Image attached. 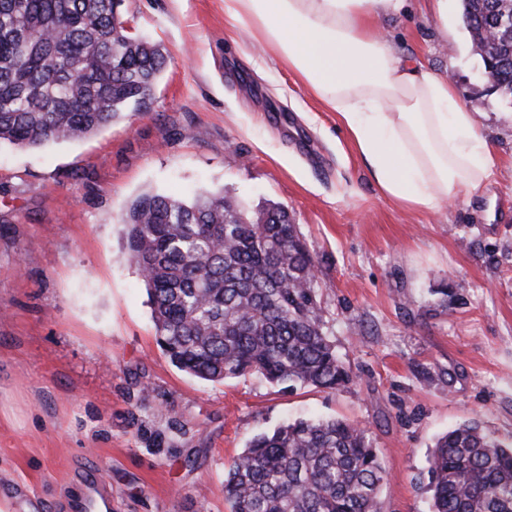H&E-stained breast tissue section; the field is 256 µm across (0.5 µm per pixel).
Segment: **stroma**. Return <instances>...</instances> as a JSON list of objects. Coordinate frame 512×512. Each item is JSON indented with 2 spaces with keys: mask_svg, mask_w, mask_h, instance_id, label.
<instances>
[{
  "mask_svg": "<svg viewBox=\"0 0 512 512\" xmlns=\"http://www.w3.org/2000/svg\"><path fill=\"white\" fill-rule=\"evenodd\" d=\"M123 14L166 55L151 99L79 141L0 144V499L73 512L95 466L110 512H229L224 471L252 437L337 417L372 433L384 512H432L439 436L476 420L512 440V104L482 79L460 0L379 20L401 58L452 74L497 159L435 212L382 194L336 113L225 24L224 0H124ZM208 190L287 209L354 384L285 392L170 364L123 218L144 193Z\"/></svg>",
  "mask_w": 512,
  "mask_h": 512,
  "instance_id": "obj_1",
  "label": "stroma"
}]
</instances>
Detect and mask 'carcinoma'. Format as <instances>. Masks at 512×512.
I'll return each mask as SVG.
<instances>
[{
	"mask_svg": "<svg viewBox=\"0 0 512 512\" xmlns=\"http://www.w3.org/2000/svg\"><path fill=\"white\" fill-rule=\"evenodd\" d=\"M123 0H0V141H77L153 95L160 47L132 36ZM481 59L512 99V0H464ZM124 224L156 340L178 369L221 382L337 391L354 381L324 331L316 264L288 211L249 213L224 191L142 194ZM433 512H512V441L470 421L437 438ZM387 480L369 430L300 419L253 437L224 478L229 512H382Z\"/></svg>",
	"mask_w": 512,
	"mask_h": 512,
	"instance_id": "1",
	"label": "carcinoma"
}]
</instances>
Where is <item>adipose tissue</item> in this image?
Masks as SVG:
<instances>
[{"mask_svg": "<svg viewBox=\"0 0 512 512\" xmlns=\"http://www.w3.org/2000/svg\"><path fill=\"white\" fill-rule=\"evenodd\" d=\"M405 0H224L246 28L336 112L379 189L415 210L476 191L493 149L446 75L397 54L381 17Z\"/></svg>", "mask_w": 512, "mask_h": 512, "instance_id": "1", "label": "adipose tissue"}]
</instances>
